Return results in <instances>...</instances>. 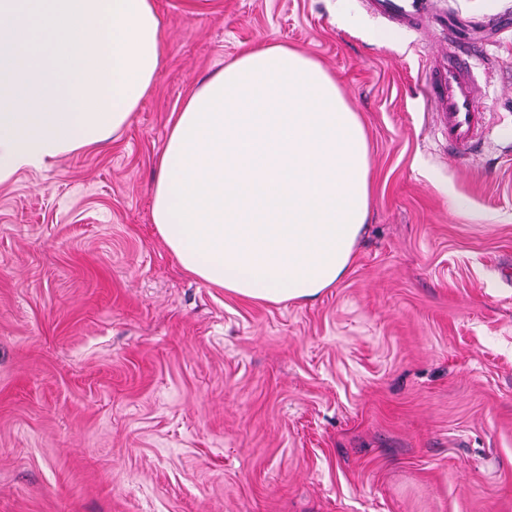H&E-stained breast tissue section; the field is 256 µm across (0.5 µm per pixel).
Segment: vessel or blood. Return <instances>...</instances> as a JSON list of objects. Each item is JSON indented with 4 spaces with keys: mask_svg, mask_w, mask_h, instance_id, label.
Segmentation results:
<instances>
[{
    "mask_svg": "<svg viewBox=\"0 0 512 512\" xmlns=\"http://www.w3.org/2000/svg\"><path fill=\"white\" fill-rule=\"evenodd\" d=\"M372 9L401 26L410 27L425 16L426 0H369ZM432 89L437 125L452 150L472 149L482 138L485 121L477 106L480 89L469 55L449 45L448 59L438 65Z\"/></svg>",
    "mask_w": 512,
    "mask_h": 512,
    "instance_id": "1",
    "label": "vessel or blood"
}]
</instances>
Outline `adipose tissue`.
<instances>
[{
  "mask_svg": "<svg viewBox=\"0 0 512 512\" xmlns=\"http://www.w3.org/2000/svg\"><path fill=\"white\" fill-rule=\"evenodd\" d=\"M155 0H0V184L103 147L154 86ZM152 219L191 276L304 301L347 272L371 187L363 124L324 67L244 48L172 114Z\"/></svg>",
  "mask_w": 512,
  "mask_h": 512,
  "instance_id": "obj_1",
  "label": "adipose tissue"
}]
</instances>
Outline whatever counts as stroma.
Segmentation results:
<instances>
[{
  "label": "stroma",
  "mask_w": 512,
  "mask_h": 512,
  "mask_svg": "<svg viewBox=\"0 0 512 512\" xmlns=\"http://www.w3.org/2000/svg\"><path fill=\"white\" fill-rule=\"evenodd\" d=\"M156 3L130 125L0 185V512H512V0H428L483 49L486 130L457 155L428 102L437 25L366 0ZM272 43L335 79L371 183L347 274L280 304L187 274L151 211L169 115Z\"/></svg>",
  "instance_id": "35a3bbf8"
}]
</instances>
